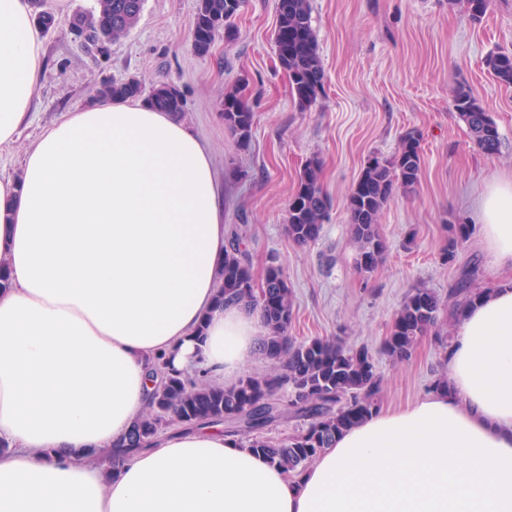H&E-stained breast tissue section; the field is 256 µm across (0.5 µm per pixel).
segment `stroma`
Masks as SVG:
<instances>
[{
  "label": "stroma",
  "mask_w": 512,
  "mask_h": 512,
  "mask_svg": "<svg viewBox=\"0 0 512 512\" xmlns=\"http://www.w3.org/2000/svg\"><path fill=\"white\" fill-rule=\"evenodd\" d=\"M197 3L145 0L137 24L95 59L69 27L71 11L92 9L95 0H68L67 12L42 36L44 69L30 116L15 148L0 154V173L19 175L25 150L43 128L95 99L105 80L178 86L184 119L214 160L225 227H240L255 279L276 263L294 292L291 335L367 347L383 410L416 402L445 372L448 353L429 335L409 359L380 354L405 295L418 286L447 295L461 270L474 264L480 286L504 280L482 251L478 202L489 183L512 178V86L499 84L484 63L490 52L512 53V0H491L478 23L464 5L448 0H310L324 92L307 107L299 105L277 59V0H244L233 21L236 39L217 40L208 57L191 44ZM461 80L497 123L502 144L495 156L474 146L452 109V90ZM233 90L254 112L245 149L220 116L224 95ZM409 130L422 137L420 184L415 194L396 193L384 207L385 252L373 272H359L347 198L368 158L393 156ZM313 158L321 162L331 207L320 239L300 246L288 236V200ZM450 224L470 225L473 232L448 264L441 253Z\"/></svg>",
  "instance_id": "obj_1"
}]
</instances>
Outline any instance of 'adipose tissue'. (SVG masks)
I'll use <instances>...</instances> for the list:
<instances>
[{
  "label": "adipose tissue",
  "mask_w": 512,
  "mask_h": 512,
  "mask_svg": "<svg viewBox=\"0 0 512 512\" xmlns=\"http://www.w3.org/2000/svg\"><path fill=\"white\" fill-rule=\"evenodd\" d=\"M43 65L29 0H0V147ZM223 210L199 139L142 101L63 113L0 175V512H512V281L459 317L447 388L367 417L297 476L219 425L86 461L128 437L155 360L220 384L258 356L256 315L217 303ZM479 214L512 272V181Z\"/></svg>",
  "instance_id": "obj_1"
}]
</instances>
